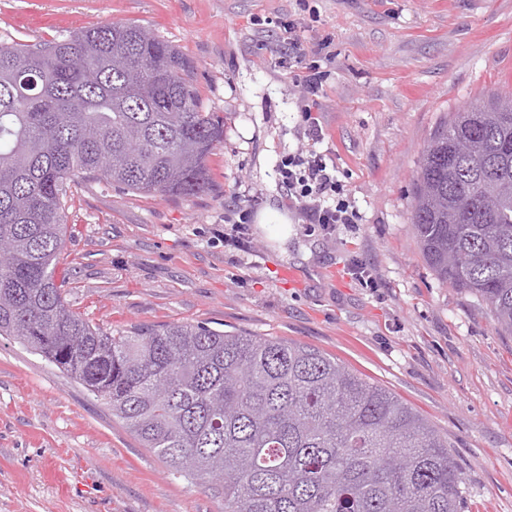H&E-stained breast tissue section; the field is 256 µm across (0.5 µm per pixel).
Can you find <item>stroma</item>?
Masks as SVG:
<instances>
[{"mask_svg": "<svg viewBox=\"0 0 512 512\" xmlns=\"http://www.w3.org/2000/svg\"><path fill=\"white\" fill-rule=\"evenodd\" d=\"M0 0V38L134 22L194 64L204 105L224 117L210 186L153 197L77 180L66 204V302L122 333L192 323L314 346L398 396L447 439L467 512H512V335L486 305L439 281L410 220L426 140L450 112L512 94V0ZM292 19L327 79L329 148L360 224L310 230L273 171L300 139L302 92L281 64L287 38L250 17ZM246 202L286 214L287 256L271 231L224 244ZM370 266L378 290L349 273ZM295 271V284L281 278ZM335 277H327V270ZM0 512H224L207 487L174 477L110 409L53 364L0 338Z\"/></svg>", "mask_w": 512, "mask_h": 512, "instance_id": "stroma-1", "label": "stroma"}]
</instances>
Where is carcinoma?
Segmentation results:
<instances>
[{
  "label": "carcinoma",
  "mask_w": 512,
  "mask_h": 512,
  "mask_svg": "<svg viewBox=\"0 0 512 512\" xmlns=\"http://www.w3.org/2000/svg\"><path fill=\"white\" fill-rule=\"evenodd\" d=\"M192 70L127 22L0 40V336L104 400L173 475L224 496V512H462L448 441L319 349L190 323L115 336L68 307L58 264L71 183L208 189L224 116L205 109ZM411 224L435 277L512 334V97L432 131Z\"/></svg>",
  "instance_id": "cac0c4a2"
}]
</instances>
